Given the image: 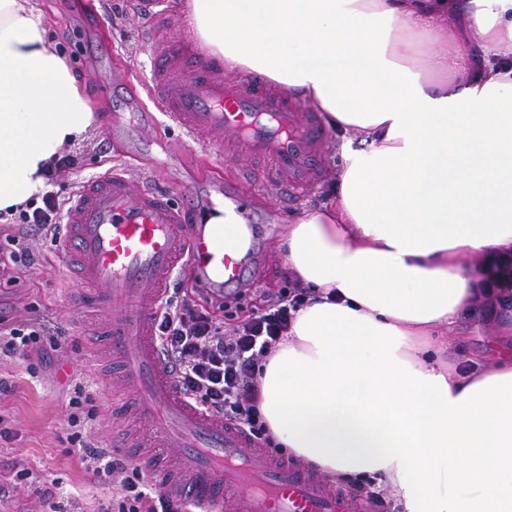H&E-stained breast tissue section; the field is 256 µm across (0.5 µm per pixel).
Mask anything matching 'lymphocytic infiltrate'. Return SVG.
<instances>
[{
  "mask_svg": "<svg viewBox=\"0 0 512 512\" xmlns=\"http://www.w3.org/2000/svg\"><path fill=\"white\" fill-rule=\"evenodd\" d=\"M65 204V199L49 191L41 206L31 210L17 206L12 219L17 230L9 237L12 248L0 255V267L20 270L33 265L29 236L60 242ZM478 286L490 300L512 298V256L491 260ZM308 295V289L289 283L272 294L261 311L226 330L216 322L210 302H199L177 286L166 293L156 327V341L185 399L241 427L276 456L281 450L259 412L258 375L263 360L275 351ZM44 338L51 348H61V333L46 324L12 328L0 333V353H26ZM80 453L97 483H115L118 496L110 512H186L179 502L153 487L132 455L118 454L94 438L83 441Z\"/></svg>",
  "mask_w": 512,
  "mask_h": 512,
  "instance_id": "lymphocytic-infiltrate-1",
  "label": "lymphocytic infiltrate"
}]
</instances>
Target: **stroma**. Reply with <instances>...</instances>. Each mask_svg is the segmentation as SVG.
Listing matches in <instances>:
<instances>
[{
    "label": "stroma",
    "mask_w": 512,
    "mask_h": 512,
    "mask_svg": "<svg viewBox=\"0 0 512 512\" xmlns=\"http://www.w3.org/2000/svg\"><path fill=\"white\" fill-rule=\"evenodd\" d=\"M77 2L30 0L43 16L47 41L65 58L95 118L83 139L63 147L64 153L75 155L76 163L59 173L51 189L64 197L106 168L124 165L119 146H110L104 153L95 148L102 138L103 118L113 109L103 80L116 66L138 72L157 49L147 40L150 24L139 18L136 0H103L111 26V55L97 72L98 82L89 83L74 57L73 45L79 37L94 44L96 36L81 24ZM340 145L339 132L330 131L323 177L301 208L282 211L277 198L268 194L254 199V207L265 218L256 227L259 281L241 300L232 301L229 311L216 312L223 328L258 311L266 295L284 285L288 274L279 249L282 229L296 223L308 209L330 204L334 175L345 163ZM29 246L37 258L33 266L0 270V291L8 299L0 311V327L47 321L63 327L66 339L47 363L0 355V380L7 384L0 391V424L13 433L12 438H0V512H98L100 504L111 500L113 489L93 483L77 444L68 438L69 400L75 385L85 389L82 410L91 416L92 438L110 439L113 425L132 424L133 418L112 402V378L102 360L104 339L98 318L89 311L78 319L72 314V277L60 264L55 244L33 237ZM494 336L493 326L484 322L481 313L463 316L461 336L448 346L449 361L463 369L476 354L489 361L499 358L505 348Z\"/></svg>",
    "instance_id": "obj_1"
}]
</instances>
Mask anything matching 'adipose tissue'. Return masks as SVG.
<instances>
[{
    "mask_svg": "<svg viewBox=\"0 0 512 512\" xmlns=\"http://www.w3.org/2000/svg\"><path fill=\"white\" fill-rule=\"evenodd\" d=\"M186 7L213 55L342 133L331 204L281 238L314 295L258 377L273 437L328 478L385 477L404 512H512V358L459 371L434 343L512 255V0ZM93 120L29 0H0V211L41 199Z\"/></svg>",
    "mask_w": 512,
    "mask_h": 512,
    "instance_id": "1",
    "label": "adipose tissue"
}]
</instances>
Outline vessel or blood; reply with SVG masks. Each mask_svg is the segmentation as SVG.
Here are the masks:
<instances>
[{"mask_svg":"<svg viewBox=\"0 0 512 512\" xmlns=\"http://www.w3.org/2000/svg\"><path fill=\"white\" fill-rule=\"evenodd\" d=\"M139 12L155 32H167L163 0H139ZM142 89L154 109L138 113L136 129L118 119L103 127L127 157L140 159L162 118L200 167L223 156L239 165L205 192L172 181L153 187L156 171L144 167L142 186L111 168L70 195L58 255L77 276L73 309H92L105 324L118 366L113 387L133 394L135 415L149 428L130 433L131 447L143 449L155 488L184 500L189 512H364L317 475L270 459L246 434L187 402L155 338L174 276L218 296L247 285L246 194L268 189L288 208L316 187L328 144L320 114L284 86L226 74L189 44L153 56Z\"/></svg>","mask_w":512,"mask_h":512,"instance_id":"1","label":"vessel or blood"}]
</instances>
